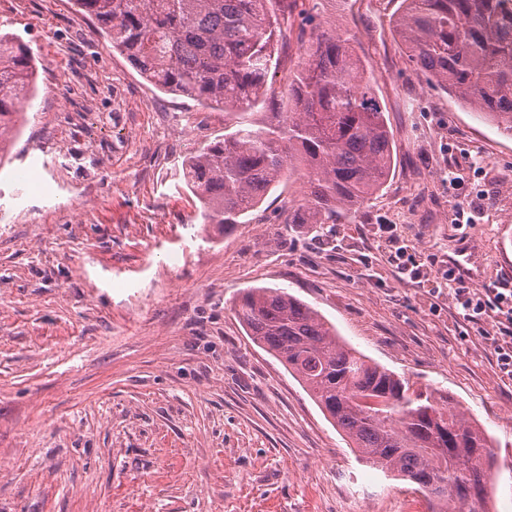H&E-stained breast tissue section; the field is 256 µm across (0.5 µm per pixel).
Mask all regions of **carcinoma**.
Wrapping results in <instances>:
<instances>
[{"instance_id": "cac0c4a2", "label": "carcinoma", "mask_w": 512, "mask_h": 512, "mask_svg": "<svg viewBox=\"0 0 512 512\" xmlns=\"http://www.w3.org/2000/svg\"><path fill=\"white\" fill-rule=\"evenodd\" d=\"M506 0H401L394 20L411 63L432 87L512 135V11ZM157 90L243 114L275 94L276 46L299 0H77ZM302 63L288 71L289 108L264 126H224L188 158L182 177L206 224L240 223L302 163L308 191L290 224H334L388 177L391 134L375 83L348 30L300 31ZM34 82L30 49L0 34V152ZM259 347L298 378L371 467L417 484L432 506L491 512L488 434L446 395L416 388L346 343L336 327L278 288H250L234 304Z\"/></svg>"}]
</instances>
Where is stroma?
<instances>
[{
  "mask_svg": "<svg viewBox=\"0 0 512 512\" xmlns=\"http://www.w3.org/2000/svg\"><path fill=\"white\" fill-rule=\"evenodd\" d=\"M399 5L303 4L357 37L394 138L383 187L336 223L289 224L299 171L222 232L180 170L223 134V109L157 90L74 0H0V33L35 67L0 158L26 174L0 182V512H430L247 335L233 302L256 287L448 393L492 437L494 512H512V377L497 361L512 323L463 319L454 295L512 279V136L426 84L392 27Z\"/></svg>",
  "mask_w": 512,
  "mask_h": 512,
  "instance_id": "obj_1",
  "label": "stroma"
}]
</instances>
